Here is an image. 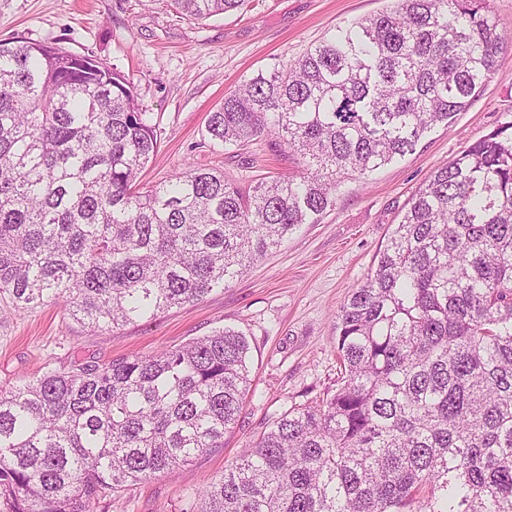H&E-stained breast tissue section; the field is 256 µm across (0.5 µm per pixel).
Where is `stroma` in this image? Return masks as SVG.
Returning a JSON list of instances; mask_svg holds the SVG:
<instances>
[{
	"mask_svg": "<svg viewBox=\"0 0 512 512\" xmlns=\"http://www.w3.org/2000/svg\"><path fill=\"white\" fill-rule=\"evenodd\" d=\"M390 4L245 0L237 11L195 20L164 0H0V40L56 43L102 59L131 81L158 133L142 184L193 166L246 189L300 168L267 137L244 148L212 140L210 112L244 79L286 67L328 31ZM488 7L505 44L481 96L428 131L412 153L368 178L344 181L316 223L299 225L228 286L152 320L96 333L73 321L63 305L20 312L0 298L2 389L84 358L106 363L149 355L224 326L249 342L251 388L223 447L127 487L102 501L98 512H200L197 490L204 482L221 478L279 416L335 390L336 312L365 281L413 194L438 167L512 122V0H488Z\"/></svg>",
	"mask_w": 512,
	"mask_h": 512,
	"instance_id": "obj_1",
	"label": "stroma"
}]
</instances>
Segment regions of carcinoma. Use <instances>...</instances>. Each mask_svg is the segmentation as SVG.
<instances>
[{
  "label": "carcinoma",
  "instance_id": "1",
  "mask_svg": "<svg viewBox=\"0 0 512 512\" xmlns=\"http://www.w3.org/2000/svg\"><path fill=\"white\" fill-rule=\"evenodd\" d=\"M207 19L244 0H170ZM488 0H394L239 86L211 138L261 136L302 173L249 193L190 168L149 187L155 124L91 55L0 41V295L91 331L194 302L317 222L344 180L414 150L503 48ZM333 393L277 418L201 512H512V123L434 170L336 312ZM222 328L0 390V512H97L224 447L250 386Z\"/></svg>",
  "mask_w": 512,
  "mask_h": 512
}]
</instances>
